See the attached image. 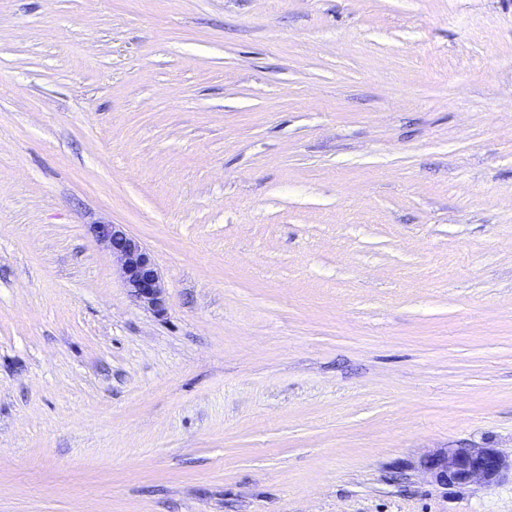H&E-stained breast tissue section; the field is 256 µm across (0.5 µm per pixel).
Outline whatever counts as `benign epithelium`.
I'll return each mask as SVG.
<instances>
[{
    "label": "benign epithelium",
    "instance_id": "1",
    "mask_svg": "<svg viewBox=\"0 0 512 512\" xmlns=\"http://www.w3.org/2000/svg\"><path fill=\"white\" fill-rule=\"evenodd\" d=\"M92 233L116 262L130 295L143 307L161 312L165 284L154 254L123 224H94ZM421 467L445 485L492 484L512 474V458L494 448H445L423 458Z\"/></svg>",
    "mask_w": 512,
    "mask_h": 512
}]
</instances>
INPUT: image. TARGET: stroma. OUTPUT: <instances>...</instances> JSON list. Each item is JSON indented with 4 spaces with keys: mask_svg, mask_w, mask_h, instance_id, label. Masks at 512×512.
I'll return each mask as SVG.
<instances>
[{
    "mask_svg": "<svg viewBox=\"0 0 512 512\" xmlns=\"http://www.w3.org/2000/svg\"><path fill=\"white\" fill-rule=\"evenodd\" d=\"M464 444L512 454V0H0V512H512L421 469ZM92 233L116 262L130 295L143 307L162 312L165 284L154 254L123 224H93Z\"/></svg>",
    "mask_w": 512,
    "mask_h": 512,
    "instance_id": "35a3bbf8",
    "label": "stroma"
}]
</instances>
